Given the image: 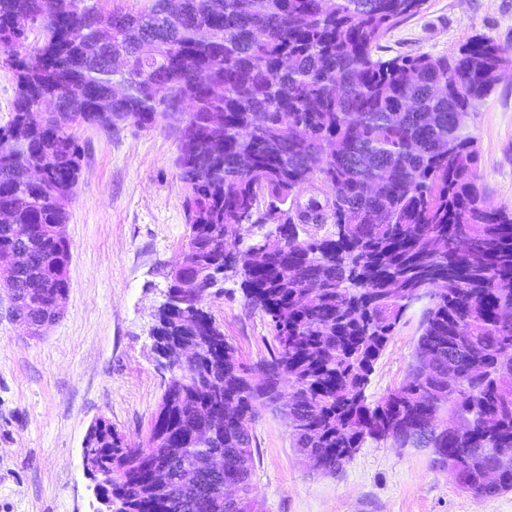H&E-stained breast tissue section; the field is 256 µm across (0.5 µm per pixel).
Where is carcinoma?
Masks as SVG:
<instances>
[{"label": "carcinoma", "instance_id": "cac0c4a2", "mask_svg": "<svg viewBox=\"0 0 512 512\" xmlns=\"http://www.w3.org/2000/svg\"><path fill=\"white\" fill-rule=\"evenodd\" d=\"M0 0V64L15 112L0 126V260L28 322L59 316L70 246L61 228L81 170L78 125L147 128L178 142L191 265L172 273L154 350L176 363L136 448L112 422L89 432L112 512H258L261 413L285 415L292 447L334 475L367 441L428 448L467 493L512 491V207L485 205L467 118L512 67L475 35L452 55H377L426 0ZM322 183L324 199L301 201ZM276 234L234 275L269 318L260 378L205 310L224 241L260 204ZM26 227L18 236L13 225ZM330 224L323 237H300ZM423 299L406 379L376 405L374 366ZM233 405L237 417H224ZM224 457V470L196 461ZM239 498L224 502V481Z\"/></svg>", "mask_w": 512, "mask_h": 512}]
</instances>
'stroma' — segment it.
Returning <instances> with one entry per match:
<instances>
[{
    "label": "stroma",
    "instance_id": "35a3bbf8",
    "mask_svg": "<svg viewBox=\"0 0 512 512\" xmlns=\"http://www.w3.org/2000/svg\"><path fill=\"white\" fill-rule=\"evenodd\" d=\"M475 34L512 48V0H427L386 33L382 55L448 54ZM468 124L489 205H512V71ZM76 136L83 156L68 206L64 312L42 335H30L0 290V512H92L81 458L89 427L109 419L137 446L167 382L150 329L165 275L186 251L178 143L161 120L112 133L82 126ZM206 309L242 362L267 356V319L246 303L238 278L213 290ZM420 318L416 306L399 324L370 377L369 402L404 380ZM255 434L259 512H512V491L463 492L426 449L368 442L340 474L324 475L294 451L286 418L263 413Z\"/></svg>",
    "mask_w": 512,
    "mask_h": 512
}]
</instances>
